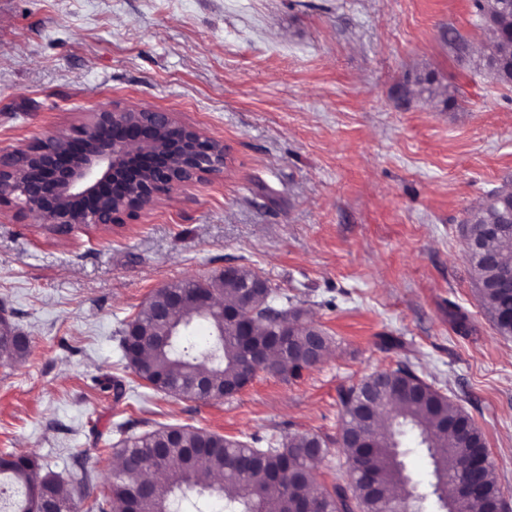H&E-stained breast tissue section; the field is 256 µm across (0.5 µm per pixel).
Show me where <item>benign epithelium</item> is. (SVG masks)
Listing matches in <instances>:
<instances>
[{
	"instance_id": "1",
	"label": "benign epithelium",
	"mask_w": 512,
	"mask_h": 512,
	"mask_svg": "<svg viewBox=\"0 0 512 512\" xmlns=\"http://www.w3.org/2000/svg\"><path fill=\"white\" fill-rule=\"evenodd\" d=\"M67 146L52 133L0 155V208L16 206L57 233L76 226L110 227L186 183L220 175L224 146L172 113L115 104L71 125ZM249 363H271L269 347H253Z\"/></svg>"
}]
</instances>
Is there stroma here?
Here are the masks:
<instances>
[{"instance_id": "obj_1", "label": "stroma", "mask_w": 512, "mask_h": 512, "mask_svg": "<svg viewBox=\"0 0 512 512\" xmlns=\"http://www.w3.org/2000/svg\"><path fill=\"white\" fill-rule=\"evenodd\" d=\"M476 22L470 0H0V154L115 103L226 148L222 175L109 230L57 235L0 208V311L31 341L25 361L0 364V453L63 478L92 468L76 504L97 512L121 434L333 438L341 392L405 363L481 429L512 510V337L481 302L464 239L470 210L512 183V85L479 68ZM425 74L452 105L418 95ZM229 263L294 298L328 353L220 402L141 387L118 349L124 323L158 288Z\"/></svg>"}]
</instances>
